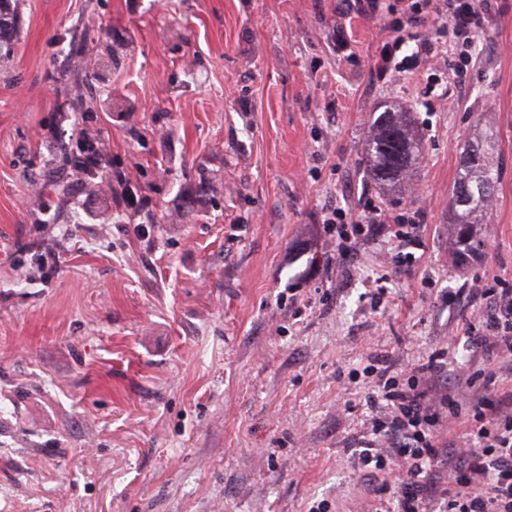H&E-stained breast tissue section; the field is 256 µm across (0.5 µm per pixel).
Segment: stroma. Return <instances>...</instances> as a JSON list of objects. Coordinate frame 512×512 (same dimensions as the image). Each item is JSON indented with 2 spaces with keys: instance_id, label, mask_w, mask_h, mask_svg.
Instances as JSON below:
<instances>
[{
  "instance_id": "obj_1",
  "label": "stroma",
  "mask_w": 512,
  "mask_h": 512,
  "mask_svg": "<svg viewBox=\"0 0 512 512\" xmlns=\"http://www.w3.org/2000/svg\"><path fill=\"white\" fill-rule=\"evenodd\" d=\"M339 0H20L0 63V512H392L356 450L369 367L444 353L512 366L463 340L474 277L512 283V0H492L467 68L396 72L379 16ZM343 29L346 46L333 43ZM112 44L119 67L87 79ZM83 107H76L74 91ZM423 154L380 187L362 162L385 103ZM96 116L111 188L87 196L60 144ZM494 138L501 183L459 264L448 212L462 145ZM420 223L338 255L326 207ZM457 337L449 345V337Z\"/></svg>"
}]
</instances>
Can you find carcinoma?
<instances>
[{"label":"carcinoma","instance_id":"carcinoma-1","mask_svg":"<svg viewBox=\"0 0 512 512\" xmlns=\"http://www.w3.org/2000/svg\"><path fill=\"white\" fill-rule=\"evenodd\" d=\"M13 0H0V60L7 58L20 33L19 17ZM491 142L467 143L463 146L460 169L451 200V223L455 224L457 258L468 261L481 254L483 242L474 239L471 225L478 223L487 202L494 196L500 174L489 161ZM423 146L411 113L389 108L373 121V134L368 139L364 164L372 181L380 186H394L419 163ZM65 161L84 175L82 188L96 194L104 181V170L110 165L102 139L95 130L72 147H62Z\"/></svg>","mask_w":512,"mask_h":512}]
</instances>
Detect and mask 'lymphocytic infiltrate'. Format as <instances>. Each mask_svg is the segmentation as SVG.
Wrapping results in <instances>:
<instances>
[{"label": "lymphocytic infiltrate", "mask_w": 512, "mask_h": 512, "mask_svg": "<svg viewBox=\"0 0 512 512\" xmlns=\"http://www.w3.org/2000/svg\"><path fill=\"white\" fill-rule=\"evenodd\" d=\"M490 0H435L422 9L417 0L404 8L413 22L436 25L450 41L472 47L482 33ZM322 222L335 235L339 254L351 251L358 235L391 234L406 249L401 259L413 261L407 247L418 238L417 224H383L376 217L328 210ZM475 294L486 300V316L468 324L465 335L499 357H512V284L496 278L482 283ZM494 376L446 372L440 358L392 375L376 374L375 386L384 405L373 419L375 441L387 442L391 455L363 450L364 468L384 471L388 462L398 468L401 496L396 512H421L424 503L439 502L438 512H512V399L493 400L487 395ZM468 394H461L460 385ZM461 421L462 437L441 441L437 427L442 418ZM448 468V490L440 492L432 480L436 464Z\"/></svg>", "instance_id": "obj_1"}]
</instances>
